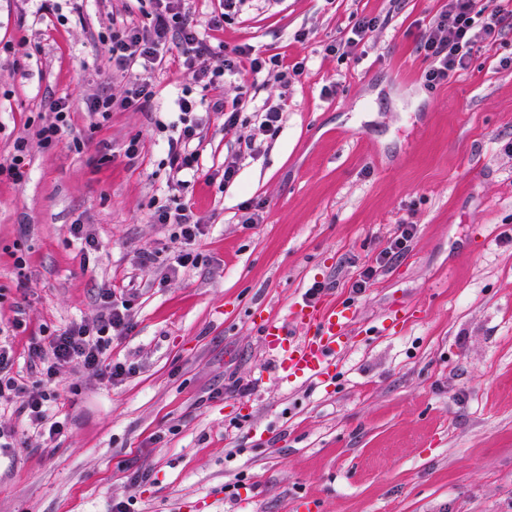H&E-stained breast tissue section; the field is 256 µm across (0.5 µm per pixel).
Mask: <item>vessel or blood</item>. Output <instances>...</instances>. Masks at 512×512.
Returning a JSON list of instances; mask_svg holds the SVG:
<instances>
[{"label":"vessel or blood","mask_w":512,"mask_h":512,"mask_svg":"<svg viewBox=\"0 0 512 512\" xmlns=\"http://www.w3.org/2000/svg\"><path fill=\"white\" fill-rule=\"evenodd\" d=\"M354 322L348 303L319 298L292 305L288 322L260 317L265 352L282 377L301 382L322 379L335 370Z\"/></svg>","instance_id":"obj_1"}]
</instances>
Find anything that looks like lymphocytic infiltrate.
<instances>
[{"label":"lymphocytic infiltrate","mask_w":512,"mask_h":512,"mask_svg":"<svg viewBox=\"0 0 512 512\" xmlns=\"http://www.w3.org/2000/svg\"><path fill=\"white\" fill-rule=\"evenodd\" d=\"M151 2L153 9L147 24L122 18L112 23L106 38L112 72L126 77L128 83L122 97L98 96L90 100L88 110L94 119L105 121L112 112L140 110L149 104L154 97L151 77L161 66L163 50L170 43L179 45L184 67L193 71L196 82L204 89L216 86L244 58L252 73L274 72L285 87L300 80L305 72L304 63L283 69L277 57H261L246 45L229 48L213 44L198 31L183 6L184 0ZM510 26L512 0H448L421 38L420 48L430 60L422 75L424 87L433 90L446 84L457 72L468 68L481 44L495 42ZM178 106L181 128L176 141L170 142L168 153L169 167L177 174L197 164L195 142L204 122L198 114L200 103L190 93H183ZM153 218L188 244L203 233L201 221L191 208L175 200L155 207ZM130 310L129 300L107 291L104 308L94 322L71 324L52 334L48 343L31 345L29 356L40 366L31 386L13 374L12 348L0 345V407L15 406L36 434L51 439L60 435L65 421L56 410L53 385L62 367L75 363L88 373L115 382L134 373V365L110 357L112 342L121 339L131 327Z\"/></svg>","instance_id":"f902f5d3"}]
</instances>
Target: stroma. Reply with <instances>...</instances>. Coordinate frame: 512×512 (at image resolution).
Here are the masks:
<instances>
[{"label":"stroma","instance_id":"obj_1","mask_svg":"<svg viewBox=\"0 0 512 512\" xmlns=\"http://www.w3.org/2000/svg\"><path fill=\"white\" fill-rule=\"evenodd\" d=\"M125 4L0 0V165L17 139L29 148L27 177L0 180V328L14 372L33 382L28 349L42 332L93 322L104 289L127 277L139 286L133 326L111 348L136 372L115 382L60 370L66 427L52 440L21 433L0 457V512H112L117 501L287 512L305 495L321 512H512V66L501 63L512 28L430 91L419 41L446 0H242L216 32L218 0H186L202 34L306 70L285 88L244 63L209 90L243 95L252 111L285 99L280 130L256 135L249 118L228 134L211 119L197 172L177 185L176 99L196 87L178 47L152 76L149 107L89 125L90 98L126 88L102 41ZM362 16L383 24L358 59L327 53ZM59 98L73 130L46 146L36 132ZM251 134L257 151L240 154ZM173 197L205 226L202 259L160 288L137 257L182 249L152 219ZM248 201L258 223L244 221ZM76 222L98 240L90 254ZM403 224L416 228L404 253L353 294ZM317 281L350 300L358 327L397 303L412 317L385 336L357 328L332 377L290 383L249 315L287 317ZM238 379L253 381L249 395L230 392Z\"/></svg>","mask_w":512,"mask_h":512}]
</instances>
